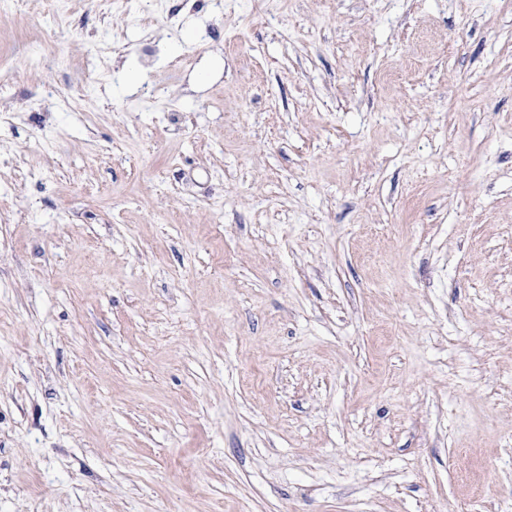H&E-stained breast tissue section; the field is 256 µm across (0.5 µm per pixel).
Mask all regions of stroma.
<instances>
[{
	"label": "stroma",
	"instance_id": "1",
	"mask_svg": "<svg viewBox=\"0 0 512 512\" xmlns=\"http://www.w3.org/2000/svg\"><path fill=\"white\" fill-rule=\"evenodd\" d=\"M0 512H512V0H0Z\"/></svg>",
	"mask_w": 512,
	"mask_h": 512
}]
</instances>
